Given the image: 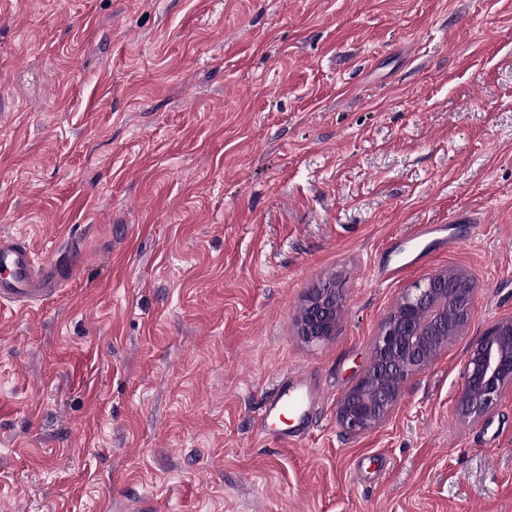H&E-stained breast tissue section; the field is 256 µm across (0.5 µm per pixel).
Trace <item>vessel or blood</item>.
Wrapping results in <instances>:
<instances>
[{
	"label": "vessel or blood",
	"instance_id": "1",
	"mask_svg": "<svg viewBox=\"0 0 512 512\" xmlns=\"http://www.w3.org/2000/svg\"><path fill=\"white\" fill-rule=\"evenodd\" d=\"M467 214L453 216L451 224H416L410 227L404 239L392 240L386 247L387 257L380 261L376 276L382 281L400 277L404 270L420 263V256L408 262L396 261L405 243L432 240L444 249H453L459 243L454 231L456 224L468 222ZM63 275L57 262H37L28 244L17 236H0V306L16 304L30 306L57 292ZM321 389L303 370H290L281 374L265 395L258 413L261 431H269L271 423L283 412L294 413L297 427L284 437V444L296 445L311 436L315 422V409L323 404Z\"/></svg>",
	"mask_w": 512,
	"mask_h": 512
}]
</instances>
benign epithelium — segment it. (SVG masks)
Returning <instances> with one entry per match:
<instances>
[{
    "instance_id": "obj_1",
    "label": "benign epithelium",
    "mask_w": 512,
    "mask_h": 512,
    "mask_svg": "<svg viewBox=\"0 0 512 512\" xmlns=\"http://www.w3.org/2000/svg\"><path fill=\"white\" fill-rule=\"evenodd\" d=\"M474 296L472 276L460 269L436 270L404 289L380 324L369 366L337 403L338 423L360 434L385 422L405 385L463 335L472 320ZM343 304V286L336 279L313 289L296 319L301 339L312 344L333 336ZM463 378L456 416L463 423H478L512 387V317L494 321L468 347Z\"/></svg>"
}]
</instances>
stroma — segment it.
Masks as SVG:
<instances>
[{"label": "stroma", "mask_w": 512, "mask_h": 512, "mask_svg": "<svg viewBox=\"0 0 512 512\" xmlns=\"http://www.w3.org/2000/svg\"><path fill=\"white\" fill-rule=\"evenodd\" d=\"M458 212L455 249L376 279ZM1 234L78 272L0 309V512H512V388L454 411L512 317V0H0ZM451 267L464 335L346 432L381 321ZM290 369L327 394L295 446L256 425ZM472 222L467 214L459 213L448 221V225L416 224L411 226L409 232L404 236L405 240L395 238L386 246L387 258L380 260L378 267L375 269L377 278L382 281H393L399 278L404 270L418 265L423 260V256L417 254L405 262H393L392 257L401 252L405 243L432 239V242L449 251L461 242L454 232L453 224L468 223L473 230H476L477 225L471 224ZM446 232L447 235L444 234ZM440 234L442 235L439 236ZM343 304V286L335 278L326 279L313 288L296 319L301 339L312 344L333 336ZM464 385L455 412L463 423H478L512 387V317L494 321L467 349Z\"/></svg>", "instance_id": "stroma-1"}]
</instances>
